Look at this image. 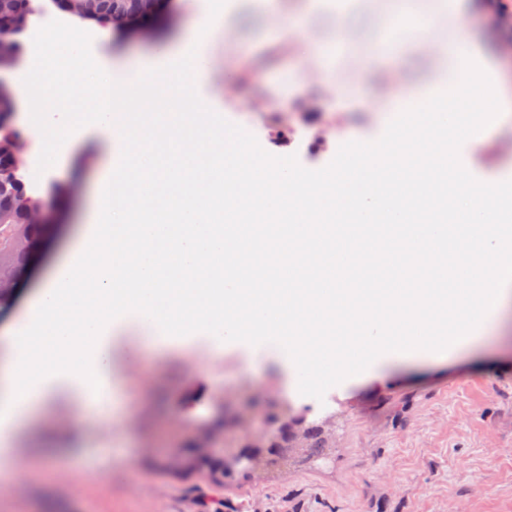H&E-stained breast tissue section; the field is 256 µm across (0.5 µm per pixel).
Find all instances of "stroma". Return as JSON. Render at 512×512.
Masks as SVG:
<instances>
[{
  "mask_svg": "<svg viewBox=\"0 0 512 512\" xmlns=\"http://www.w3.org/2000/svg\"><path fill=\"white\" fill-rule=\"evenodd\" d=\"M465 17L477 18L469 29L475 54L500 76L499 92H512V56L501 55L505 32L488 0H452ZM268 0H245L228 37L232 51L221 61L224 79V125L245 128L247 142L259 149L270 175L284 168L316 173L340 162L348 147L376 139L384 129L375 107L386 88L384 70L361 79L354 61L340 64L335 77L292 79L295 50H283L281 34L271 31ZM145 49L134 36L116 38L102 48L88 43L74 62L61 67L72 90H80L90 63L125 59ZM450 60L445 48L427 52L406 46L393 64L405 71L412 88L423 90ZM348 93L331 100V83ZM268 107L250 111L256 93ZM290 117L295 133L288 145L273 144L268 134L281 117ZM331 133L320 159L309 160L320 130ZM65 161L45 169L40 200L46 233L34 261L20 279L29 291L45 274L80 228L88 193L108 154L109 143L88 125ZM512 142L511 130H495L472 143L459 177L493 176L512 163V152H497V143ZM133 334L119 337L114 363L124 382L115 413L132 420L131 431L100 428L87 438L86 425L72 412L68 393L54 396L44 429L14 438V477L44 467L41 480L24 497L0 492V512H184L199 500L208 475L185 477L166 469L168 459L190 444L191 426L217 420L224 392L252 384L288 398L294 408L316 405L319 414L335 415L332 456L313 466L292 468L255 482L231 479L216 505L218 512H448L459 502L465 512H512V335L500 337L493 351H479L447 362L412 369L386 370L381 377L355 381L341 378L304 398L289 392L288 374L277 363L247 369L238 352H210L202 343L161 355L135 367L130 352ZM198 363L189 371L188 360Z\"/></svg>",
  "mask_w": 512,
  "mask_h": 512,
  "instance_id": "1",
  "label": "stroma"
}]
</instances>
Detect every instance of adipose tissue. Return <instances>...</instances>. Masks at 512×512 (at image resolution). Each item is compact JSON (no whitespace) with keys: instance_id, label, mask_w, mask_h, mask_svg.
<instances>
[{"instance_id":"obj_1","label":"adipose tissue","mask_w":512,"mask_h":512,"mask_svg":"<svg viewBox=\"0 0 512 512\" xmlns=\"http://www.w3.org/2000/svg\"><path fill=\"white\" fill-rule=\"evenodd\" d=\"M235 8L198 0L175 39L142 62L94 66L78 93L41 64L18 66L16 124L44 166L59 161L74 118L106 136L111 163L76 237L0 324L1 476L13 431L36 425L57 390L84 419L88 390L115 386L112 339L128 329L158 351L202 336L252 365L276 361L304 395L343 372L366 379L478 349L512 310V167L455 175L469 143L512 127V99L487 81L463 16L447 0H388L382 24L421 19L406 42L454 45L447 95L382 101V157L362 143L317 176L285 168L270 179L256 148L224 142L212 76ZM476 98L486 111L471 109ZM117 161L132 175L112 179ZM182 274L184 287H168Z\"/></svg>"}]
</instances>
